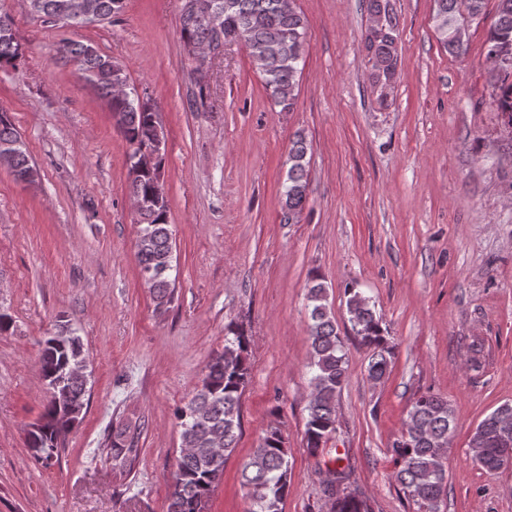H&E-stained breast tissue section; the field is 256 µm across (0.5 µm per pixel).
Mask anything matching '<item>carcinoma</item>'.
<instances>
[{
    "label": "carcinoma",
    "instance_id": "1",
    "mask_svg": "<svg viewBox=\"0 0 512 512\" xmlns=\"http://www.w3.org/2000/svg\"><path fill=\"white\" fill-rule=\"evenodd\" d=\"M180 35L187 52L197 45L223 48L244 43L251 63L261 75L274 104L283 111L294 105L304 60L307 19L296 9H285L282 0H212L224 16L215 27L190 8L191 0H180ZM437 31L443 47L452 53L463 50L468 25L479 18L486 0H434ZM372 24L364 36L365 49L384 85L392 82L397 67L399 22L392 0H368ZM498 18L487 38V59L492 63L494 90L512 81V0H498ZM88 45L66 39L57 54L76 62L107 100L116 124L129 143L128 189L144 206L136 213L139 224L137 256L140 273L153 294L156 310L165 312L174 300L171 280L172 233L168 204L157 198L161 188L163 157L148 165H137L135 155L150 148L159 125L158 106L140 100L136 91L120 99L113 94V82L128 80L125 68L114 62L105 67L106 57L90 54ZM22 58L18 42L0 36V66H17ZM14 145L11 169L18 178L34 184L39 171L32 164L21 135L6 113H0V144ZM304 135H296L289 150L287 181L281 198L282 220L295 224L303 210L308 189ZM349 322L361 342L373 353L368 379L381 381L388 373L391 348L387 346L379 318L370 299L359 291H346ZM309 314L311 392L307 405L304 438L315 456L336 433V399L347 382L348 358L328 304V291L321 277L312 279L307 292ZM224 348L206 366L201 385L191 399L178 409L181 450L169 497L167 512H209L212 497L223 480L224 462L237 446L241 433V399L248 384V352L251 336L233 323L225 327ZM40 373L51 395L44 413L26 433V445L37 460L49 465L59 456L66 437L83 418L89 373L84 344L79 336H47L40 342ZM512 413L503 404L475 428L469 448L472 461L488 472L512 462V434H504L498 414ZM455 428L454 412L448 399L434 394L416 398L407 411L403 430L390 448L395 470L393 481L425 512H444L448 483L447 453ZM110 448L122 459L125 473L138 456L135 437L119 431L112 435ZM324 493L331 499V512H372L369 498L346 487L349 471H333ZM242 486L250 501L248 512H282L288 495L290 468L286 439L277 427L270 428L241 470Z\"/></svg>",
    "mask_w": 512,
    "mask_h": 512
}]
</instances>
